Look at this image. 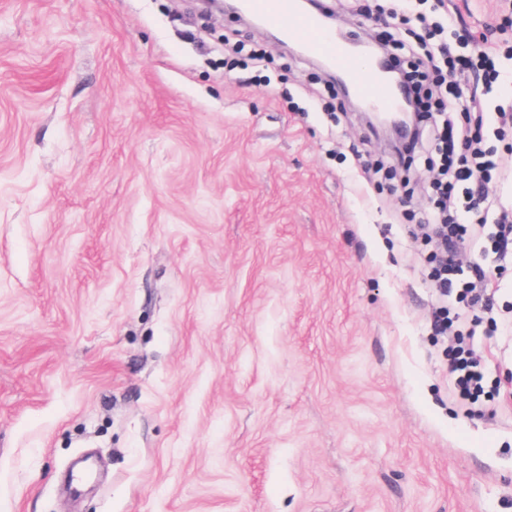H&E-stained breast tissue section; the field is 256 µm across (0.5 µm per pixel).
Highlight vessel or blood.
Segmentation results:
<instances>
[{"label":"vessel or blood","mask_w":512,"mask_h":512,"mask_svg":"<svg viewBox=\"0 0 512 512\" xmlns=\"http://www.w3.org/2000/svg\"><path fill=\"white\" fill-rule=\"evenodd\" d=\"M239 5L267 29L300 45L308 56L328 62L351 97L384 112L395 111L399 88L385 80L374 63L355 66L348 45L326 28L319 11L302 7L300 0H239Z\"/></svg>","instance_id":"b4317fda"}]
</instances>
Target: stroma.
<instances>
[{
    "label": "stroma",
    "mask_w": 512,
    "mask_h": 512,
    "mask_svg": "<svg viewBox=\"0 0 512 512\" xmlns=\"http://www.w3.org/2000/svg\"><path fill=\"white\" fill-rule=\"evenodd\" d=\"M444 7L512 88V0ZM429 156L197 0H0V512H512V334L467 309L465 413ZM464 340V336L459 337V343L451 351L449 372L457 396L463 401H471L484 392V373L474 357V350L464 345Z\"/></svg>",
    "instance_id": "obj_1"
}]
</instances>
